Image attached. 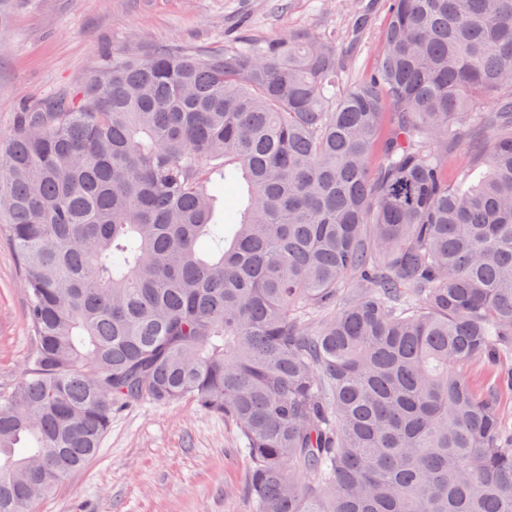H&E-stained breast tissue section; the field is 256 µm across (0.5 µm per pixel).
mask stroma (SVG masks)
Here are the masks:
<instances>
[{"mask_svg": "<svg viewBox=\"0 0 512 512\" xmlns=\"http://www.w3.org/2000/svg\"><path fill=\"white\" fill-rule=\"evenodd\" d=\"M362 7L369 21L357 32L351 16ZM387 25L384 0H0V136L29 104L82 89L108 51L214 50L246 33L272 39L304 27L349 48L351 84L372 75ZM26 308L17 257L0 236V391L20 382L31 351ZM466 374L479 393H496L512 430V390L498 369L474 363ZM240 446L223 417L191 401L127 407L96 456L32 512H253Z\"/></svg>", "mask_w": 512, "mask_h": 512, "instance_id": "stroma-1", "label": "stroma"}]
</instances>
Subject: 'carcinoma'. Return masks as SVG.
<instances>
[{"mask_svg":"<svg viewBox=\"0 0 512 512\" xmlns=\"http://www.w3.org/2000/svg\"><path fill=\"white\" fill-rule=\"evenodd\" d=\"M387 11L364 82L299 28L112 52L18 113L0 233L32 349L0 512L116 410L183 399L236 428L254 512H512V436L461 372L512 349V0Z\"/></svg>","mask_w":512,"mask_h":512,"instance_id":"1","label":"carcinoma"}]
</instances>
